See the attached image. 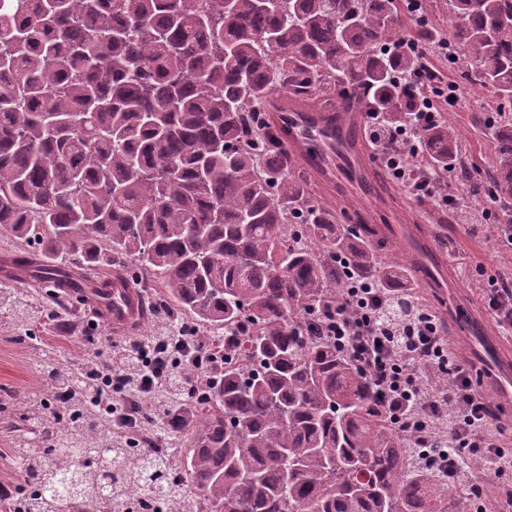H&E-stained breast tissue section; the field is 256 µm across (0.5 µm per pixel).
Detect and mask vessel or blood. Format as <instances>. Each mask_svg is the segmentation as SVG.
Returning <instances> with one entry per match:
<instances>
[{
    "label": "vessel or blood",
    "instance_id": "vessel-or-blood-1",
    "mask_svg": "<svg viewBox=\"0 0 512 512\" xmlns=\"http://www.w3.org/2000/svg\"><path fill=\"white\" fill-rule=\"evenodd\" d=\"M268 110L274 124L283 133L290 154L301 159L319 179L329 174L316 152V145L336 142L347 146L352 154L351 164L356 170L368 168L367 156L359 146L357 132L367 121L362 112H350L337 117L333 112L317 110L296 111L289 109L282 95L269 98ZM384 233L402 248L404 254L413 258L411 270L424 287L434 289L440 295L448 293V273L444 266L432 264L424 239L413 224H394L385 227ZM112 313L106 319L113 335L125 336L141 327L145 320V309L141 295L131 287H122L121 271H113Z\"/></svg>",
    "mask_w": 512,
    "mask_h": 512
}]
</instances>
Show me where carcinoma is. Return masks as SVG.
Masks as SVG:
<instances>
[{"instance_id":"cac0c4a2","label":"carcinoma","mask_w":512,"mask_h":512,"mask_svg":"<svg viewBox=\"0 0 512 512\" xmlns=\"http://www.w3.org/2000/svg\"><path fill=\"white\" fill-rule=\"evenodd\" d=\"M448 9V69L496 100L495 115L473 118L494 161L475 178L442 121L421 157L404 152L406 175L446 184L453 164L474 195L512 200V0ZM407 19L401 0H0V229L57 260L14 262L110 310L112 280L81 271L130 258V284L147 272L238 352L193 427L171 425L188 443L181 476L162 455L91 440L81 414L68 454L101 448L110 471L35 454L27 512L92 508L105 485L115 502L151 493L180 512L188 484L201 512H458L449 488L408 471L412 437L369 376L316 332L352 280L373 275L386 291L407 265L378 260L374 225L344 224L314 196L265 116L282 93L406 124L419 60L385 46L438 38ZM0 304L28 317L13 292Z\"/></svg>"}]
</instances>
